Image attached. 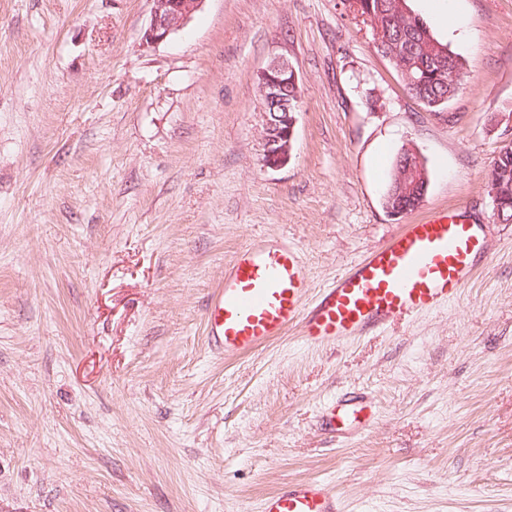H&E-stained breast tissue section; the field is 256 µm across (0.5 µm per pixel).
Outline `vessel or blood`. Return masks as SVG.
Here are the masks:
<instances>
[{
    "instance_id": "b4317fda",
    "label": "vessel or blood",
    "mask_w": 512,
    "mask_h": 512,
    "mask_svg": "<svg viewBox=\"0 0 512 512\" xmlns=\"http://www.w3.org/2000/svg\"><path fill=\"white\" fill-rule=\"evenodd\" d=\"M489 252L481 225L447 210L403 229L388 243L309 297V273L288 241L254 240L224 270L205 312L210 346L225 357L253 352L296 327L313 348L340 346L458 300ZM330 431L366 430L373 404L344 398L324 411ZM262 512H340L339 497L320 480L294 483L265 498Z\"/></svg>"
}]
</instances>
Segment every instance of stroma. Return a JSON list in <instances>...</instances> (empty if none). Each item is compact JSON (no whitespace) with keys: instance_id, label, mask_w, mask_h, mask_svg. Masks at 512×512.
<instances>
[{"instance_id":"stroma-1","label":"stroma","mask_w":512,"mask_h":512,"mask_svg":"<svg viewBox=\"0 0 512 512\" xmlns=\"http://www.w3.org/2000/svg\"><path fill=\"white\" fill-rule=\"evenodd\" d=\"M409 5L465 62L441 112L346 0H205L153 45L150 0H0V512H260L311 479L343 512H512V224L489 188L512 0ZM279 56L301 101L269 168L257 75ZM408 143L430 181L394 216ZM440 208L492 239L459 300L345 346L210 350L245 243L288 239L315 294ZM347 392L376 419L340 441L321 414Z\"/></svg>"}]
</instances>
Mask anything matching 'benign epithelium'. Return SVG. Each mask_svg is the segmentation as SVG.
<instances>
[{
  "mask_svg": "<svg viewBox=\"0 0 512 512\" xmlns=\"http://www.w3.org/2000/svg\"><path fill=\"white\" fill-rule=\"evenodd\" d=\"M152 3L150 22L143 33V41L157 44L165 41L184 28L199 11L205 0H150ZM348 6L355 18L371 28L372 43H382L381 30L374 24L375 16L383 15L386 4L378 3L377 9L362 11L359 0H348ZM258 89L263 105L275 103L285 108L283 112L265 113L263 163L270 168H278L288 162L295 136L296 116L288 108V92H293L294 100H300L298 73L285 57H278L258 74ZM426 167L421 153L416 157L401 160L394 173L396 185L405 187L418 179L419 172Z\"/></svg>",
  "mask_w": 512,
  "mask_h": 512,
  "instance_id": "obj_1",
  "label": "benign epithelium"
}]
</instances>
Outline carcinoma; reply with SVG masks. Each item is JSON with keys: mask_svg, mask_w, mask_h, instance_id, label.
<instances>
[{"mask_svg": "<svg viewBox=\"0 0 512 512\" xmlns=\"http://www.w3.org/2000/svg\"><path fill=\"white\" fill-rule=\"evenodd\" d=\"M380 21L384 37L401 42L409 51V54L394 63L401 77L408 78V72H417L419 65L425 68L423 80L414 86H408L410 94L432 111L444 109L458 94L459 88L443 82L436 74L433 60L425 51L435 39L427 23L413 25L407 22L405 13L398 10L381 17ZM493 177L499 190L512 194V154L506 153L498 157L493 168ZM423 188L424 184L420 183L402 191L392 183L384 194L385 205L396 213L412 212L422 203Z\"/></svg>", "mask_w": 512, "mask_h": 512, "instance_id": "1", "label": "carcinoma"}]
</instances>
